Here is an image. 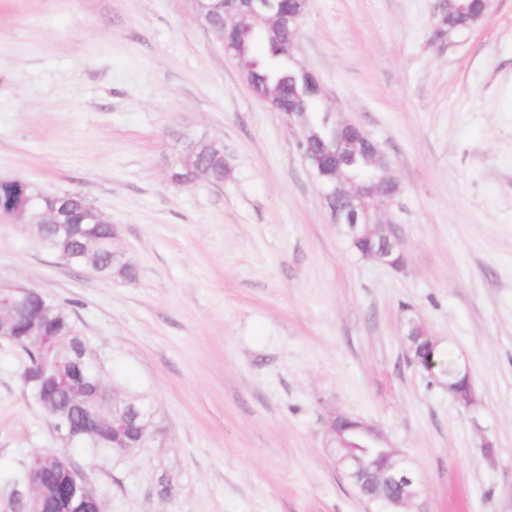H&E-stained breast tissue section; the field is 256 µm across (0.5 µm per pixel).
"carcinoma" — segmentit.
I'll return each mask as SVG.
<instances>
[{"mask_svg": "<svg viewBox=\"0 0 512 512\" xmlns=\"http://www.w3.org/2000/svg\"><path fill=\"white\" fill-rule=\"evenodd\" d=\"M219 6L205 11L207 25L224 35L226 43L234 46L232 55L240 72L252 75V91L267 100L275 112L288 108L301 90H308L305 107L308 123L301 133L303 150L317 157L325 150L336 153L329 158L344 159L350 150L351 137L347 129L334 125L330 109L321 95L310 91L309 71L285 63L277 53L291 48L297 37V27L289 17L301 10L300 0H283V16L252 21L237 0H206ZM483 10L482 0H441L434 10L435 35L443 39L451 30L474 24ZM174 149L168 159L167 181L177 187H188L201 179L219 185L229 175L224 149L212 144L205 134L174 130L171 132ZM358 164L342 165L340 182L359 184L375 182L389 194H397L399 185L390 165L368 136L357 143ZM28 197L35 198V226L30 236L37 246L60 258L67 256L71 265L86 268L102 278L134 280L136 265L125 253L114 247V227L91 218L92 204L80 193L49 194L34 184L22 180L0 183V213H10ZM30 295L16 297L13 319L8 334L16 338L26 357L20 372L23 387L29 391L52 425L63 426L64 444H88L98 451H109L120 457H132L161 436L163 427L156 420L151 402L144 397L118 398L103 405L97 398L96 387L103 383L101 364L88 351L83 336L67 309L47 296L52 307L41 314L29 301ZM41 319L39 328H31L33 317ZM411 363L420 371L434 367L442 376L451 371L455 356L448 349L434 353L425 347L410 352ZM121 414L126 424L120 431L100 429L89 434L92 422L110 414ZM72 461L62 449L38 451L28 466L40 470L38 495L42 512H87L88 504L76 492L68 498L60 495L67 485ZM375 472H357L346 480L363 495L391 493L378 482Z\"/></svg>", "mask_w": 512, "mask_h": 512, "instance_id": "obj_1", "label": "carcinoma"}]
</instances>
